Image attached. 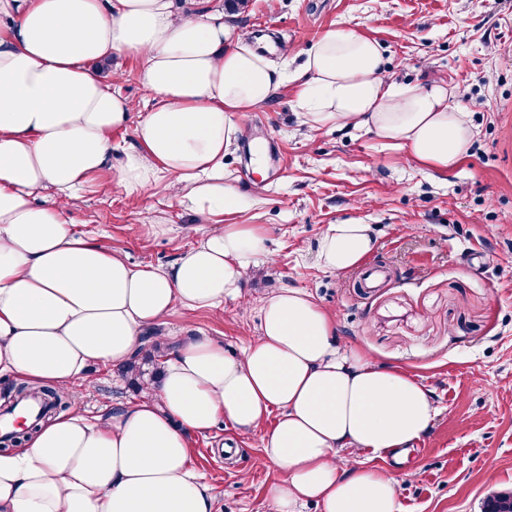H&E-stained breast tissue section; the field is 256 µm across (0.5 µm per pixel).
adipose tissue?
Returning <instances> with one entry per match:
<instances>
[{
	"label": "adipose tissue",
	"mask_w": 512,
	"mask_h": 512,
	"mask_svg": "<svg viewBox=\"0 0 512 512\" xmlns=\"http://www.w3.org/2000/svg\"><path fill=\"white\" fill-rule=\"evenodd\" d=\"M0 0V378L93 386L90 365H128L144 329L176 308L217 309L237 298L273 232L228 224L171 267L133 266L76 233L68 219L86 185L123 155L119 184L168 178L181 203L208 215L238 208L224 156L242 136L237 113L282 84L223 16H178L172 0ZM116 52L141 59L152 106L122 150L112 132L128 100L92 65ZM298 98L310 128L351 126L453 171L473 140L448 88L389 80L380 44L360 31L326 33L306 54ZM376 249L367 224H334L317 259L336 274ZM333 318L307 293L284 289L261 309V333L238 357L199 334L175 346L137 402L105 416L81 407L43 422L23 448L0 453V512H212L190 437L223 419L257 434L284 480L275 512L306 499L323 512H400L397 480L341 467L343 453L404 449L432 425L426 388L399 368L344 348Z\"/></svg>",
	"instance_id": "1"
}]
</instances>
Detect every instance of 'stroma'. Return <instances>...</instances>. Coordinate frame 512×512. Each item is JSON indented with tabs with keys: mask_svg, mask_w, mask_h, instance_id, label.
Segmentation results:
<instances>
[{
	"mask_svg": "<svg viewBox=\"0 0 512 512\" xmlns=\"http://www.w3.org/2000/svg\"><path fill=\"white\" fill-rule=\"evenodd\" d=\"M227 20L288 77L270 101L237 116L245 133L224 158V179L248 204L202 215L174 199L167 180L130 194L111 168L70 222L131 264L156 266L173 265L224 225L274 226L240 298L217 310L176 309L166 333H203L237 355L258 338L266 297L306 291L335 321L341 345L403 369L437 409L401 456L362 453L354 466L395 475L402 512H482L490 492L512 490V0H247ZM339 27L377 40L395 81L444 83L465 106L474 138L455 171L437 172L363 130L304 125L289 76ZM111 62L131 107L112 142L127 148L151 102L140 59L116 53ZM255 139L267 149L262 174L250 169ZM342 223L371 225L378 247L362 270L339 276L319 265L317 244ZM90 374L94 386L71 388L87 416L141 395L117 371L97 365ZM190 442L213 512H273L269 489L283 474L256 438L221 421Z\"/></svg>",
	"mask_w": 512,
	"mask_h": 512,
	"instance_id": "stroma-1",
	"label": "stroma"
}]
</instances>
